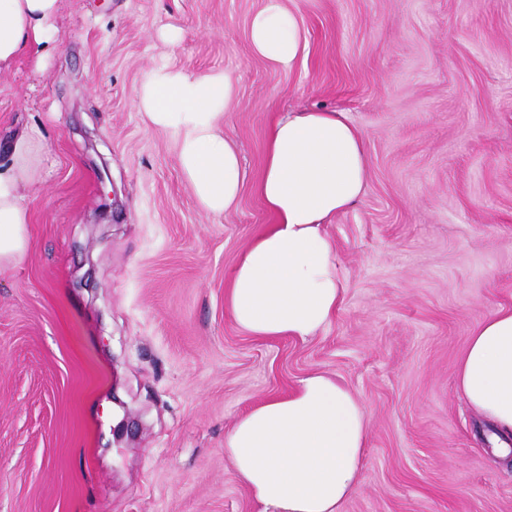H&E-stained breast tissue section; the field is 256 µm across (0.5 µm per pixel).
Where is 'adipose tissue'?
<instances>
[{"label":"adipose tissue","mask_w":512,"mask_h":512,"mask_svg":"<svg viewBox=\"0 0 512 512\" xmlns=\"http://www.w3.org/2000/svg\"><path fill=\"white\" fill-rule=\"evenodd\" d=\"M59 8V0H0V73L54 42ZM249 40L277 68H292L307 48L284 0H263ZM233 90L229 72L193 75L158 66L138 96L148 121L173 136L184 178L214 216L235 206L244 180L237 147L221 129ZM47 155L41 131L29 127L12 136L0 159V269L28 250V201ZM368 178L364 138L344 113L273 118L256 185L273 221L244 252L224 293L238 326L256 337L304 342L329 324L345 288L323 224L358 200ZM457 385L469 406L495 425L494 448L511 454L512 308L497 310L473 331ZM369 431L359 399L315 371L287 396L242 415L224 436V453L265 512H340L360 483Z\"/></svg>","instance_id":"ef3b65f1"}]
</instances>
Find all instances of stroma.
Masks as SVG:
<instances>
[{
  "mask_svg": "<svg viewBox=\"0 0 512 512\" xmlns=\"http://www.w3.org/2000/svg\"><path fill=\"white\" fill-rule=\"evenodd\" d=\"M286 4L307 38L290 70L251 49L262 0H61L52 53L0 75V148L31 126L49 148L30 247L0 273V512H262L224 435L313 371L371 421L342 512H512V458L456 382L474 329L512 308V0ZM163 62L236 78L244 184L223 216L138 108ZM299 110L344 113L369 179L324 224L336 315L259 339L224 286L271 222L272 117Z\"/></svg>",
  "mask_w": 512,
  "mask_h": 512,
  "instance_id": "obj_1",
  "label": "stroma"
}]
</instances>
